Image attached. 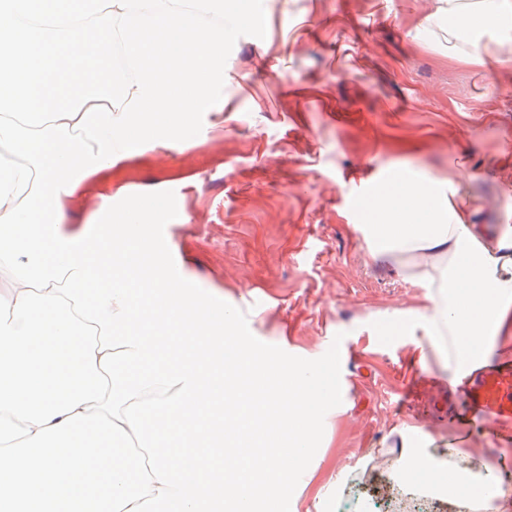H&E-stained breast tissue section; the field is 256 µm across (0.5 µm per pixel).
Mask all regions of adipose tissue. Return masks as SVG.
<instances>
[{"instance_id": "ef3b65f1", "label": "adipose tissue", "mask_w": 512, "mask_h": 512, "mask_svg": "<svg viewBox=\"0 0 512 512\" xmlns=\"http://www.w3.org/2000/svg\"><path fill=\"white\" fill-rule=\"evenodd\" d=\"M512 25L506 0L428 15ZM237 0H0V502L7 512H283L341 407L322 357L264 348L245 299L196 282L167 204L116 207L125 146L178 143L224 84ZM94 201L85 223L68 208ZM461 182L406 181L369 258L423 285L389 314L457 377L512 334V224L469 223Z\"/></svg>"}]
</instances>
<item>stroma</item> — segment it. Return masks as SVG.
<instances>
[{
    "instance_id": "1",
    "label": "stroma",
    "mask_w": 512,
    "mask_h": 512,
    "mask_svg": "<svg viewBox=\"0 0 512 512\" xmlns=\"http://www.w3.org/2000/svg\"><path fill=\"white\" fill-rule=\"evenodd\" d=\"M224 35V109L163 155L130 144L123 204L169 202L164 231L198 279L245 296L261 341L335 361L346 403L288 512H396L401 444L490 469L495 495L440 512H512V433L465 420L426 337H385L423 288L372 265L358 231L381 173L464 180L468 220L512 218V58L470 61L433 0H240Z\"/></svg>"
}]
</instances>
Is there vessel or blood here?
<instances>
[{
  "label": "vessel or blood",
  "instance_id": "b4317fda",
  "mask_svg": "<svg viewBox=\"0 0 512 512\" xmlns=\"http://www.w3.org/2000/svg\"><path fill=\"white\" fill-rule=\"evenodd\" d=\"M461 403L482 420H512V362L473 370L458 388Z\"/></svg>",
  "mask_w": 512,
  "mask_h": 512
}]
</instances>
